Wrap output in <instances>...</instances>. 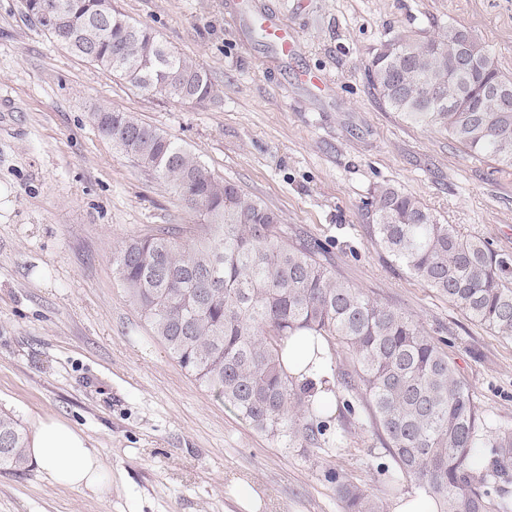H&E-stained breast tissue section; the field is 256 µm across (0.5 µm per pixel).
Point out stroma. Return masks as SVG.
<instances>
[{
  "label": "stroma",
  "mask_w": 512,
  "mask_h": 512,
  "mask_svg": "<svg viewBox=\"0 0 512 512\" xmlns=\"http://www.w3.org/2000/svg\"><path fill=\"white\" fill-rule=\"evenodd\" d=\"M202 66L221 96L177 104L141 93L41 30L24 0H0V410L22 426L52 415L82 431L112 474L77 492L35 463L0 472V512H343L324 480L343 470L384 507L416 491L373 468L386 450L367 415L336 411L330 446L252 429L201 387L128 302L112 262L126 240L200 222L173 184L117 153L91 119L131 113L281 217V236L327 244L338 276L411 314L448 355L480 415L512 426V341L467 319L374 239L380 186L512 257V170L389 111L365 66L382 43L454 25L512 76V0H115ZM287 29L291 53L259 37ZM320 84L310 82V75ZM232 495L240 509L245 512H257L260 501L255 488L239 481L235 484Z\"/></svg>",
  "instance_id": "obj_1"
}]
</instances>
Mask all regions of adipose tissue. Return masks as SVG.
Instances as JSON below:
<instances>
[{"label": "adipose tissue", "instance_id": "adipose-tissue-1", "mask_svg": "<svg viewBox=\"0 0 512 512\" xmlns=\"http://www.w3.org/2000/svg\"><path fill=\"white\" fill-rule=\"evenodd\" d=\"M283 365L298 384H309L316 405L332 408L328 390L332 381L328 347L300 343L298 337L285 340ZM27 453L53 482L77 491L101 493L107 488L103 462L84 433L63 419L45 416L35 419L28 437Z\"/></svg>", "mask_w": 512, "mask_h": 512}]
</instances>
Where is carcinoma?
<instances>
[{
  "mask_svg": "<svg viewBox=\"0 0 512 512\" xmlns=\"http://www.w3.org/2000/svg\"><path fill=\"white\" fill-rule=\"evenodd\" d=\"M40 2L25 0V9L43 31L132 87L178 104L217 96L204 69L112 0H57L60 23L41 14ZM366 78L390 111L512 169V112L501 111L499 97L512 92V78L467 30L388 40ZM91 117L118 152L172 182L201 218L202 233L189 242L163 227L112 253L128 301L181 368L257 431L306 447L327 431L326 412L285 373L280 346L291 336L335 339L350 361L336 382L359 396L387 448L379 471L418 482L438 512H512L496 490L512 470V427L481 419L443 351L447 340L338 278L322 244L283 239L272 209L178 142L128 112L100 105ZM374 215L376 245L466 318L512 340V258L396 187L378 190ZM485 448L494 468L478 475L472 461ZM25 463L21 425L0 411V469ZM324 479L344 512H382L342 471L329 468Z\"/></svg>",
  "mask_w": 512,
  "mask_h": 512,
  "instance_id": "obj_1",
  "label": "carcinoma"
}]
</instances>
